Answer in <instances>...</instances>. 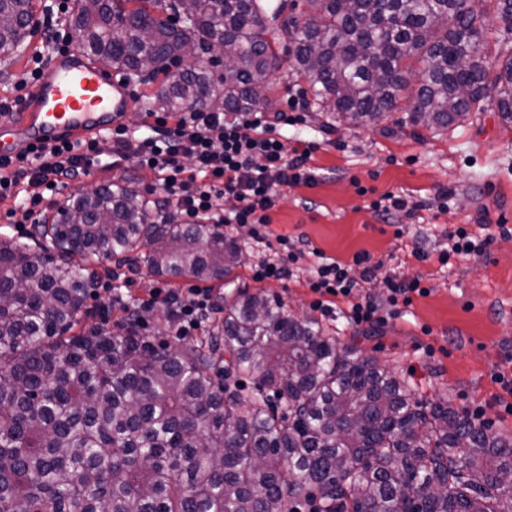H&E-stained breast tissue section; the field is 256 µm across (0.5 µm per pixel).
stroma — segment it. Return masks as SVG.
I'll list each match as a JSON object with an SVG mask.
<instances>
[{"mask_svg": "<svg viewBox=\"0 0 512 512\" xmlns=\"http://www.w3.org/2000/svg\"><path fill=\"white\" fill-rule=\"evenodd\" d=\"M22 54L0 55V95H15V85L35 61L54 55L56 47L34 29ZM161 76L145 75L132 81L134 100L123 122L138 139L150 131L143 114L152 108ZM396 120L359 126L333 121L328 113L310 107L307 121L285 130L288 147H312L310 165L318 173L315 186L286 189L271 212L273 233L290 239H307L318 256L299 262L290 279L262 283L251 278L250 267L268 253L256 242L249 227L226 225V237L236 240L243 258L224 283H211L213 297L237 290L264 289L279 295L299 316L312 314L315 298L307 285L319 257L350 263L355 254L367 253L374 266L371 279H361L356 297H383L390 278L421 277L430 293L414 297L384 326L363 332L346 318L345 302L324 317L325 326L343 342L408 379L417 397L447 399L462 410L482 408L483 420L492 429L512 433V414L506 412L512 396L504 395L494 381L500 371L512 373V123L494 108L469 113L459 126L435 132L422 127L396 126ZM132 179L136 184L154 182L150 170L97 172L81 182L59 187L55 203L43 206L42 219L52 220L59 204L73 195L110 182ZM449 189L441 201V189ZM406 197L412 215L398 224L379 223L371 204L383 194ZM463 227L490 243L483 253L468 259L453 258L441 265L435 258L418 261L413 252L422 248L438 253L448 245V233ZM114 260L96 262L102 304L98 324L113 328L123 319L113 307V295L130 303L148 298L156 288H196L199 280L167 279L148 268L122 272L111 279Z\"/></svg>", "mask_w": 512, "mask_h": 512, "instance_id": "obj_1", "label": "stroma"}]
</instances>
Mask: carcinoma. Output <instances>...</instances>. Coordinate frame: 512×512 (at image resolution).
Wrapping results in <instances>:
<instances>
[{"label":"carcinoma","mask_w":512,"mask_h":512,"mask_svg":"<svg viewBox=\"0 0 512 512\" xmlns=\"http://www.w3.org/2000/svg\"><path fill=\"white\" fill-rule=\"evenodd\" d=\"M90 0L79 49L129 75L161 72L157 108L271 107L280 68L260 0ZM288 19V64L337 118L444 130L495 105L512 123V55L489 79L487 0H305ZM512 36V0H495ZM34 0H0V54L19 51ZM223 48L224 74L181 66ZM423 63L418 87L411 77ZM38 250L0 239V512H512V434L490 431L277 295L237 291L210 340L171 348L90 322L92 260L222 281L242 259L217 224H153L128 180L67 201L34 225ZM80 261H75V258ZM236 371L250 390L229 382Z\"/></svg>","instance_id":"cac0c4a2"}]
</instances>
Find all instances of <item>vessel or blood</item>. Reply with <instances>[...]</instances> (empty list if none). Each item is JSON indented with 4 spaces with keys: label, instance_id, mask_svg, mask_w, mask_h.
<instances>
[{
    "label": "vessel or blood",
    "instance_id": "vessel-or-blood-1",
    "mask_svg": "<svg viewBox=\"0 0 512 512\" xmlns=\"http://www.w3.org/2000/svg\"><path fill=\"white\" fill-rule=\"evenodd\" d=\"M131 101L125 81L102 72L81 50L50 57L23 99L0 113V160L15 162L62 137L102 135Z\"/></svg>",
    "mask_w": 512,
    "mask_h": 512
}]
</instances>
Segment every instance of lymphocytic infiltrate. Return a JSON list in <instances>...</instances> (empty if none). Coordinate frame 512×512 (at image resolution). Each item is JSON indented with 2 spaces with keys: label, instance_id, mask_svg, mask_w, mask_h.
I'll use <instances>...</instances> for the list:
<instances>
[{
  "label": "lymphocytic infiltrate",
  "instance_id": "obj_1",
  "mask_svg": "<svg viewBox=\"0 0 512 512\" xmlns=\"http://www.w3.org/2000/svg\"><path fill=\"white\" fill-rule=\"evenodd\" d=\"M291 112L273 116L255 111L227 115L221 110L153 113V137L140 141L120 124L111 132L88 140L66 138L35 149L15 164L0 163V203L17 228L34 223L52 186L82 181L103 158L126 169H150L156 175L159 196L151 213L157 224L253 225L261 241H276L278 251L251 268L255 281L284 280L292 264L307 257L306 249L288 237L272 236L270 212L282 188L314 186L311 147L288 149L280 130L304 122L305 98L291 103ZM350 266L336 260L319 262L308 286L318 294L314 307L331 313V299L348 303L351 324L373 328L386 324L414 296L427 295L420 277L389 280L385 303L355 298ZM162 303L170 314L176 335L205 334L206 320L214 308L207 288H157L140 307L127 311L125 327L144 326L143 310Z\"/></svg>",
  "mask_w": 512,
  "mask_h": 512
}]
</instances>
